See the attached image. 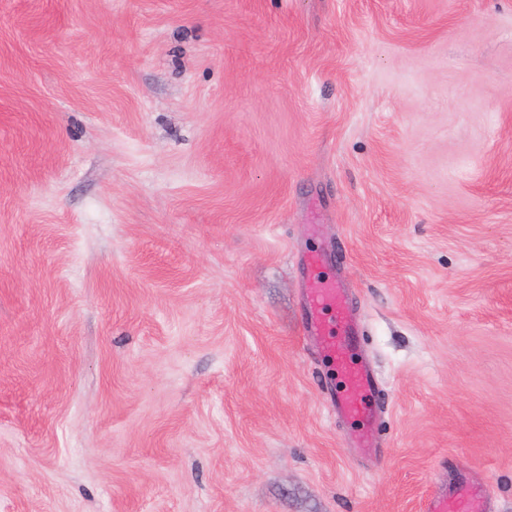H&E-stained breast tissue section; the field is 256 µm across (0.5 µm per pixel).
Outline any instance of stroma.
I'll return each instance as SVG.
<instances>
[{
  "label": "stroma",
  "mask_w": 512,
  "mask_h": 512,
  "mask_svg": "<svg viewBox=\"0 0 512 512\" xmlns=\"http://www.w3.org/2000/svg\"><path fill=\"white\" fill-rule=\"evenodd\" d=\"M454 484L512 512V0H0V512ZM325 308H331L334 312L336 336L330 337V328L322 320L320 311ZM356 329L346 306V297L340 288L331 280L317 282L309 293L305 332L308 336L322 338L336 359L338 373L344 382V388L336 390L333 395L337 412L346 417H359L370 421L373 416L372 398L376 387L373 371L366 364H349L345 359V353L355 337Z\"/></svg>",
  "instance_id": "35a3bbf8"
}]
</instances>
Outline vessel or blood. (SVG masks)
<instances>
[{
  "label": "vessel or blood",
  "instance_id": "1",
  "mask_svg": "<svg viewBox=\"0 0 512 512\" xmlns=\"http://www.w3.org/2000/svg\"><path fill=\"white\" fill-rule=\"evenodd\" d=\"M305 331L308 335L324 339L336 360L338 373L344 382L343 389L333 396L337 412L346 417L371 419L376 379L366 364H350L345 359L355 337L356 326L347 309L345 295L333 281L317 282L311 289ZM454 506L460 512H485L462 491L434 496L427 502L425 512H450Z\"/></svg>",
  "mask_w": 512,
  "mask_h": 512
}]
</instances>
